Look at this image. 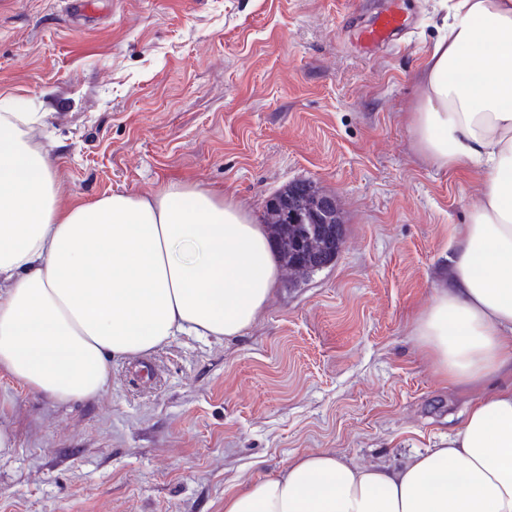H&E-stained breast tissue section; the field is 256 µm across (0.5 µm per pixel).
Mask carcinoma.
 <instances>
[{
  "instance_id": "obj_1",
  "label": "carcinoma",
  "mask_w": 512,
  "mask_h": 512,
  "mask_svg": "<svg viewBox=\"0 0 512 512\" xmlns=\"http://www.w3.org/2000/svg\"><path fill=\"white\" fill-rule=\"evenodd\" d=\"M280 194L291 200L300 222L292 224L281 211L268 209L264 214V224L282 268L292 266L297 250L304 252V266L294 273V277L306 278L326 267L331 253H339L344 225L312 222L313 187L310 181L293 182Z\"/></svg>"
}]
</instances>
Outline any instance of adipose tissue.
Masks as SVG:
<instances>
[{"label": "adipose tissue", "instance_id": "ef3b65f1", "mask_svg": "<svg viewBox=\"0 0 512 512\" xmlns=\"http://www.w3.org/2000/svg\"><path fill=\"white\" fill-rule=\"evenodd\" d=\"M444 7L412 133L484 190L415 332L441 377L475 383L512 366V0ZM44 118L0 92V371L57 402L88 400L110 385L112 359L256 321L276 259L232 195L179 184L59 207L51 152L28 136ZM224 512H512V385L402 467L304 453L225 494Z\"/></svg>", "mask_w": 512, "mask_h": 512}]
</instances>
